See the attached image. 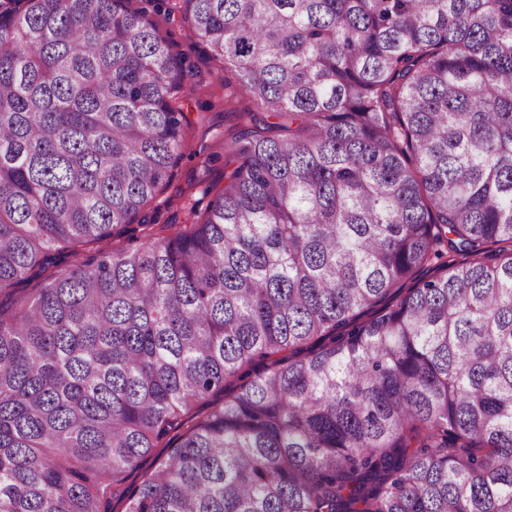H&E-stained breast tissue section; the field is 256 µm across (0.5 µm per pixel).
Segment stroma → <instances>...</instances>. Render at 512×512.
Instances as JSON below:
<instances>
[{
    "label": "stroma",
    "mask_w": 512,
    "mask_h": 512,
    "mask_svg": "<svg viewBox=\"0 0 512 512\" xmlns=\"http://www.w3.org/2000/svg\"><path fill=\"white\" fill-rule=\"evenodd\" d=\"M167 33L186 73L181 108L191 121L171 183L143 211L150 224H181L189 207L205 209L224 183V141L238 129V113L252 111L249 98L225 84L222 65L193 38L176 0H135Z\"/></svg>",
    "instance_id": "stroma-1"
}]
</instances>
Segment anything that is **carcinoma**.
Instances as JSON below:
<instances>
[{"label":"carcinoma","instance_id":"obj_1","mask_svg":"<svg viewBox=\"0 0 512 512\" xmlns=\"http://www.w3.org/2000/svg\"><path fill=\"white\" fill-rule=\"evenodd\" d=\"M130 2L0 0V512H512V0H181L256 111L71 262L190 128Z\"/></svg>","mask_w":512,"mask_h":512}]
</instances>
